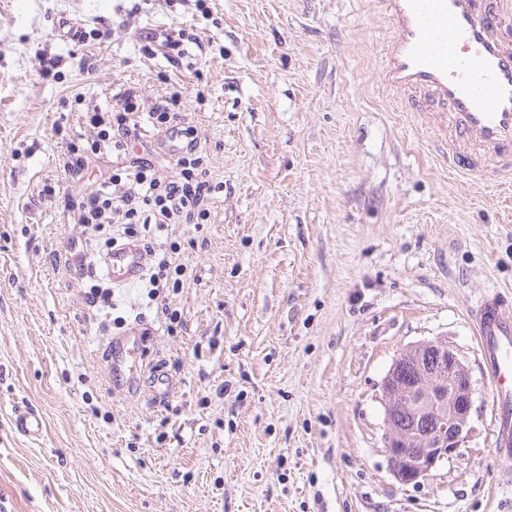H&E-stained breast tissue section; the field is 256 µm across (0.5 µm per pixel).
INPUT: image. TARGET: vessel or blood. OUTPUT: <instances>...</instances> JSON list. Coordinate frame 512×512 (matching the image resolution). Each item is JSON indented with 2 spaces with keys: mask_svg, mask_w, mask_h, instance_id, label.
I'll use <instances>...</instances> for the list:
<instances>
[{
  "mask_svg": "<svg viewBox=\"0 0 512 512\" xmlns=\"http://www.w3.org/2000/svg\"><path fill=\"white\" fill-rule=\"evenodd\" d=\"M373 8L391 26L378 77L393 104L426 114L450 170L512 176V0H373ZM435 21L454 53L434 45ZM144 271L134 243L114 247L105 267L120 287L135 285ZM473 322L493 385L495 451L512 458V292L484 295ZM112 347L125 364L139 365L136 337H116ZM13 425L31 439L45 428L31 409L15 411Z\"/></svg>",
  "mask_w": 512,
  "mask_h": 512,
  "instance_id": "1",
  "label": "vessel or blood"
}]
</instances>
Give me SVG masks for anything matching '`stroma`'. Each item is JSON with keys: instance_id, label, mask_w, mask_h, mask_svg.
I'll use <instances>...</instances> for the list:
<instances>
[{"instance_id": "obj_1", "label": "stroma", "mask_w": 512, "mask_h": 512, "mask_svg": "<svg viewBox=\"0 0 512 512\" xmlns=\"http://www.w3.org/2000/svg\"><path fill=\"white\" fill-rule=\"evenodd\" d=\"M207 4L0 0V512H512L471 321L484 294L512 290V181L449 171L387 101L372 0ZM65 17L87 44L60 37ZM180 26L203 46L181 110L224 189L201 228H169L195 241L170 333L146 282L64 266L71 244L107 239L74 213L110 165L89 155L78 179L60 160L85 122L75 96L171 91L140 37ZM45 51L64 56L60 79L40 76ZM47 181L59 193L41 196ZM94 287L111 302L90 306ZM130 333L147 367L118 379L108 354ZM427 340L470 370L471 435L404 485L379 390ZM17 406L43 415L40 441L13 430Z\"/></svg>"}]
</instances>
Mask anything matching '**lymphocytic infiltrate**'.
Returning <instances> with one entry per match:
<instances>
[{"label":"lymphocytic infiltrate","instance_id":"f902f5d3","mask_svg":"<svg viewBox=\"0 0 512 512\" xmlns=\"http://www.w3.org/2000/svg\"><path fill=\"white\" fill-rule=\"evenodd\" d=\"M181 96V91H174L147 108L131 90L113 88L107 104L95 106V115L81 135L88 153H80L75 146L67 151L63 170L73 176L83 173L88 154L108 152L119 159L108 179L92 183L78 212L79 223L111 225L108 246L138 240L145 231L163 234L179 219L189 223L207 218L199 205L220 186L211 182L203 158L196 154V128L186 124L179 110ZM147 127L158 134L187 139L185 150L171 155L176 176L160 179L151 160L130 155L132 140L141 138ZM144 251L153 288L183 287L180 244L172 241L163 249L148 244Z\"/></svg>","mask_w":512,"mask_h":512}]
</instances>
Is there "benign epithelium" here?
I'll list each match as a JSON object with an SVG mask.
<instances>
[{"label":"benign epithelium","mask_w":512,"mask_h":512,"mask_svg":"<svg viewBox=\"0 0 512 512\" xmlns=\"http://www.w3.org/2000/svg\"><path fill=\"white\" fill-rule=\"evenodd\" d=\"M415 381L396 380L406 365ZM475 390L469 369L441 341L413 345L395 357L380 385L384 409V448L392 473L404 485L417 484L439 462L465 447L471 433ZM406 408L414 423L400 427L397 412Z\"/></svg>","instance_id":"benign-epithelium-1"}]
</instances>
